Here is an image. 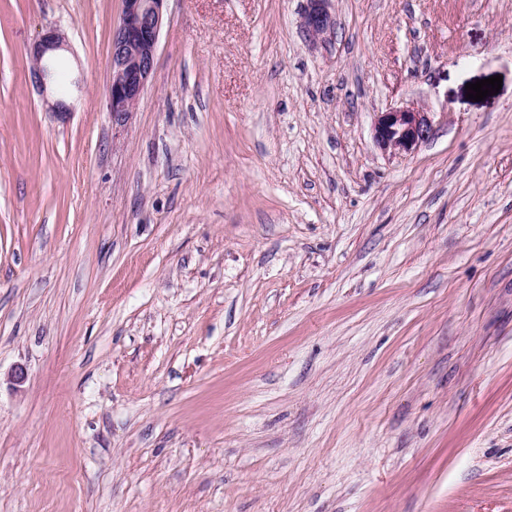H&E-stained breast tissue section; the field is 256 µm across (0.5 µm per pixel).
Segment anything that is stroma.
Listing matches in <instances>:
<instances>
[{
    "mask_svg": "<svg viewBox=\"0 0 512 512\" xmlns=\"http://www.w3.org/2000/svg\"><path fill=\"white\" fill-rule=\"evenodd\" d=\"M307 6L168 0L116 131L120 0H0V512H512V0ZM330 0H309V6L301 19L305 37L316 39L334 28V20L328 10ZM65 45V34L60 27L55 25L42 29L28 50V55L33 63L32 78L42 95L47 91L48 86L51 87L55 82L56 71L51 69V64ZM433 133L432 123L422 109L414 106L389 108L379 112L374 122V141L391 153H412Z\"/></svg>",
    "mask_w": 512,
    "mask_h": 512,
    "instance_id": "35a3bbf8",
    "label": "stroma"
}]
</instances>
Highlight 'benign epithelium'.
<instances>
[{
	"label": "benign epithelium",
	"mask_w": 512,
	"mask_h": 512,
	"mask_svg": "<svg viewBox=\"0 0 512 512\" xmlns=\"http://www.w3.org/2000/svg\"><path fill=\"white\" fill-rule=\"evenodd\" d=\"M166 0H121L119 25L112 34L110 78L107 86V111L112 128L119 130L129 122L140 97L151 79L160 31L164 24ZM329 0H309L301 19L304 36L316 39L334 28L328 10ZM66 45L58 26L41 31L28 50L33 63L32 78L39 92L55 82L51 64ZM433 133L426 112L414 106L393 107L376 115L374 141L379 149L391 153H411Z\"/></svg>",
	"instance_id": "1"
}]
</instances>
